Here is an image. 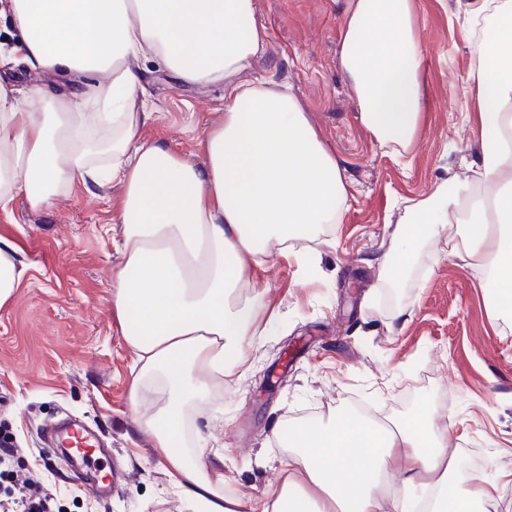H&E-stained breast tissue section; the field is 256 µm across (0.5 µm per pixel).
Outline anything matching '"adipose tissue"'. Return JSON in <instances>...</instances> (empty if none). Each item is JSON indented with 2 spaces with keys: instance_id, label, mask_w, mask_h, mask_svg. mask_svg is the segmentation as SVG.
<instances>
[{
  "instance_id": "ef3b65f1",
  "label": "adipose tissue",
  "mask_w": 512,
  "mask_h": 512,
  "mask_svg": "<svg viewBox=\"0 0 512 512\" xmlns=\"http://www.w3.org/2000/svg\"><path fill=\"white\" fill-rule=\"evenodd\" d=\"M458 6L471 23L463 109L479 142L473 177L442 180L407 207L380 273L398 282L428 239L442 256L489 261L487 286L511 317L512 0ZM257 14L258 0H0V20L20 34L12 60L95 77L63 99L0 82V212L21 196L40 208L78 184L121 185L111 289L135 355L131 409L201 512H484L498 485L458 472L428 409L406 425L350 413L293 426L283 480L247 505L184 456L185 406L223 388L262 336L253 273L321 243L348 207L336 156L288 84L246 75L268 42ZM145 61L187 84L223 86L224 112L199 141L203 164L141 136ZM340 65L362 124L408 160L426 105L414 0H345ZM26 272L0 236V309ZM149 387L167 401L144 414Z\"/></svg>"
}]
</instances>
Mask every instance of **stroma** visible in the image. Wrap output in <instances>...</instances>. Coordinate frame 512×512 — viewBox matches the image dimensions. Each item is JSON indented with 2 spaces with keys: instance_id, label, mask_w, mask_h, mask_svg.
Masks as SVG:
<instances>
[{
  "instance_id": "stroma-1",
  "label": "stroma",
  "mask_w": 512,
  "mask_h": 512,
  "mask_svg": "<svg viewBox=\"0 0 512 512\" xmlns=\"http://www.w3.org/2000/svg\"><path fill=\"white\" fill-rule=\"evenodd\" d=\"M270 34L255 74L288 84L349 187L334 244L299 260L277 258L254 280L277 318L201 408H188L186 456L219 465L224 493L261 498L280 482L288 449L272 434L311 418L325 423L359 402L405 423L434 406L458 469L498 480L512 472V320L489 305L485 269L467 254L436 256L421 242L409 284L389 287L377 259L404 207L445 178L470 174L479 144L461 115L471 57L468 22L456 0H416L428 99L410 163L390 156L363 126L339 63L340 0H260ZM18 34L0 25V76L55 96L65 78L7 65ZM143 83L153 117L144 138L196 163L203 128L224 110V88H197L153 63ZM116 184L75 190L54 206L18 198L0 217L28 271L0 310V445L13 454L0 501L22 481L41 483L48 512H195L130 407L133 356L111 310L109 280ZM76 420L100 435L120 474L111 496L97 472L75 467L48 434Z\"/></svg>"
}]
</instances>
